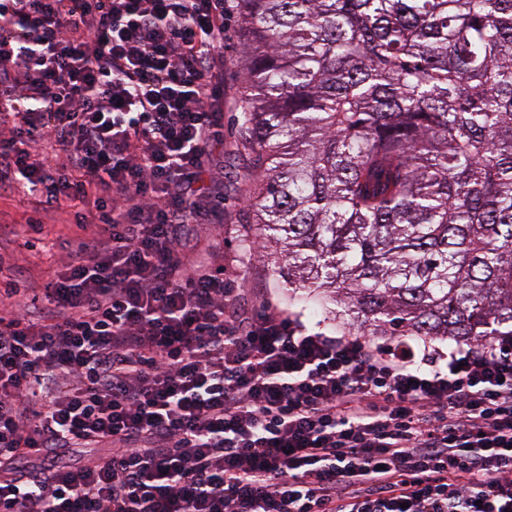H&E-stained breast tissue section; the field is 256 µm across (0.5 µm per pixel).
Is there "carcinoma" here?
Returning a JSON list of instances; mask_svg holds the SVG:
<instances>
[{
  "label": "carcinoma",
  "instance_id": "cac0c4a2",
  "mask_svg": "<svg viewBox=\"0 0 512 512\" xmlns=\"http://www.w3.org/2000/svg\"><path fill=\"white\" fill-rule=\"evenodd\" d=\"M249 205L352 336H512V0H238Z\"/></svg>",
  "mask_w": 512,
  "mask_h": 512
}]
</instances>
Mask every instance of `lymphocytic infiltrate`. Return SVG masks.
<instances>
[{
    "label": "lymphocytic infiltrate",
    "mask_w": 512,
    "mask_h": 512,
    "mask_svg": "<svg viewBox=\"0 0 512 512\" xmlns=\"http://www.w3.org/2000/svg\"><path fill=\"white\" fill-rule=\"evenodd\" d=\"M224 13L0 0V188L81 228L39 294L0 281V512H512V336L233 318L223 264L182 258L224 149Z\"/></svg>",
    "instance_id": "obj_1"
}]
</instances>
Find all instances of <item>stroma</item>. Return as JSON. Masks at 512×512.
I'll return each mask as SVG.
<instances>
[{
	"mask_svg": "<svg viewBox=\"0 0 512 512\" xmlns=\"http://www.w3.org/2000/svg\"><path fill=\"white\" fill-rule=\"evenodd\" d=\"M224 30V152L213 161V193L223 197L216 223L197 224L189 238L193 256L216 255L224 260V278L236 288L242 303L267 305L300 313L306 326L332 328L316 301L298 300L283 279L273 274L268 248L259 238H247L243 212L254 177L251 158L239 146L241 81L246 43L237 16L225 17ZM35 206L32 197L0 190V275L18 279L21 287L41 288L57 252L24 248L25 221Z\"/></svg>",
	"mask_w": 512,
	"mask_h": 512,
	"instance_id": "obj_1",
	"label": "stroma"
}]
</instances>
